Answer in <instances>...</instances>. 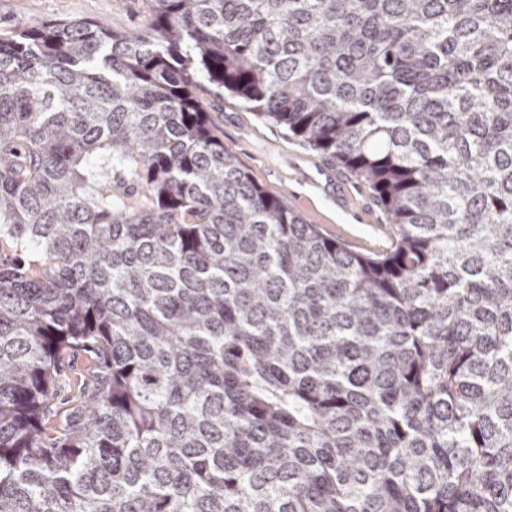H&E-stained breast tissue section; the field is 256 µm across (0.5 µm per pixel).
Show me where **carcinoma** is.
I'll return each mask as SVG.
<instances>
[{"label":"carcinoma","instance_id":"1","mask_svg":"<svg viewBox=\"0 0 512 512\" xmlns=\"http://www.w3.org/2000/svg\"><path fill=\"white\" fill-rule=\"evenodd\" d=\"M153 2L0 38V512H512V0ZM209 89L394 247L268 194ZM221 93L223 98L205 97L209 123L259 185L307 224H318L353 251L382 255L391 250L392 226L366 184L232 95ZM344 194L359 205L358 221L342 207ZM94 355L86 350H70L57 375L56 396L50 408L47 421L50 431L63 428L72 409L92 389L90 373L95 366Z\"/></svg>","mask_w":512,"mask_h":512}]
</instances>
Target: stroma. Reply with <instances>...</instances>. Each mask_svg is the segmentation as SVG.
<instances>
[{"mask_svg": "<svg viewBox=\"0 0 512 512\" xmlns=\"http://www.w3.org/2000/svg\"><path fill=\"white\" fill-rule=\"evenodd\" d=\"M151 18L150 0H0V38L46 21L74 19L99 20L117 31H140ZM205 107L214 132L252 178L306 223L319 225L361 254L382 255L391 250L392 226L366 184L232 95L208 96ZM344 195L358 204L359 218H352L342 207ZM95 364L88 351L66 354L49 412L51 430L62 429L73 408L90 392Z\"/></svg>", "mask_w": 512, "mask_h": 512, "instance_id": "1", "label": "stroma"}]
</instances>
